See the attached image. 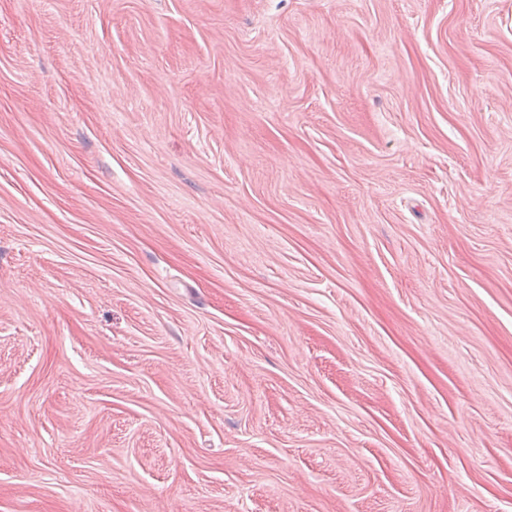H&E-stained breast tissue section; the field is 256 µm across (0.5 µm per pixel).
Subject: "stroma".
I'll return each instance as SVG.
<instances>
[{"label":"stroma","mask_w":512,"mask_h":512,"mask_svg":"<svg viewBox=\"0 0 512 512\" xmlns=\"http://www.w3.org/2000/svg\"><path fill=\"white\" fill-rule=\"evenodd\" d=\"M0 512H512V0H0Z\"/></svg>","instance_id":"stroma-1"}]
</instances>
